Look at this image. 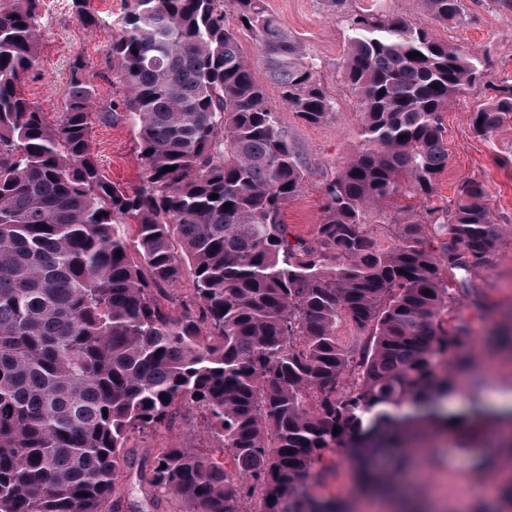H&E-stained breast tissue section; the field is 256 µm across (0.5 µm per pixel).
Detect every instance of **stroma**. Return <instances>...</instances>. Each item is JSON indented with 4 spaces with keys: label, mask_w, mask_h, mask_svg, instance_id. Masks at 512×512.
<instances>
[{
    "label": "stroma",
    "mask_w": 512,
    "mask_h": 512,
    "mask_svg": "<svg viewBox=\"0 0 512 512\" xmlns=\"http://www.w3.org/2000/svg\"><path fill=\"white\" fill-rule=\"evenodd\" d=\"M464 13L446 24L430 21L418 0H265L268 12L298 38L315 58L318 75L334 103L326 120L309 124L288 110L279 89L267 83L262 68L254 76L264 83L269 104L276 109L282 129L300 158L306 178L299 195L284 209V222L305 238H313L321 218L322 188L340 168L368 143L362 135L360 103L346 82L343 70L353 15L364 8L387 14H405L429 23L436 38L474 53L482 65L480 82L467 89L442 115L448 165L440 174L430 202L415 201L420 222L445 221L462 182L474 179L487 189L486 203L502 238L490 262L456 283L458 313L465 317L479 340L465 379L464 389L448 398L449 411H466L474 392L497 382L512 380V344L503 345L499 336L512 331V119L496 133L482 137L474 133L471 114L492 94L493 87L512 81V0H463ZM124 0H96L104 27L89 32L72 14L68 0H46L47 21L39 62L24 85L26 97L40 104L47 122L59 117L70 77V63L83 57L86 76L94 84L97 99L109 103L119 90L106 79V61L111 26L123 12ZM93 150L103 175L121 187L139 184L143 164L136 152V130L130 122L95 125ZM435 215H427V208ZM190 442L209 447L198 413H183L176 426L149 436H134L128 444V462L116 484L126 512H179L177 499H151L141 491L154 456L162 448ZM475 468L474 445L470 439L448 433L436 440L425 461L424 476L413 490L415 496L445 500L456 505ZM329 489H340L355 503V512H388L382 502L372 500L361 485L357 469L347 462L337 464L328 478Z\"/></svg>",
    "instance_id": "stroma-1"
}]
</instances>
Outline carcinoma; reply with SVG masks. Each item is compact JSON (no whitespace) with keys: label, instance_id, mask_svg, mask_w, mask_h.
Here are the masks:
<instances>
[{"label":"carcinoma","instance_id":"obj_1","mask_svg":"<svg viewBox=\"0 0 512 512\" xmlns=\"http://www.w3.org/2000/svg\"><path fill=\"white\" fill-rule=\"evenodd\" d=\"M419 2L440 23L462 12V0ZM71 5L84 28H102L92 0ZM44 11V0L0 5V512H122L124 448L183 410L203 414L215 445L164 448L146 479L180 512H351L326 487L331 454L372 483L379 458L407 468L388 450L409 427L485 422L477 406L432 408L461 389L474 344L450 316L452 285L501 240L484 185L462 183L438 254L412 219L386 248L365 224L399 196L435 194L442 112L479 77L475 56L403 15L354 16L345 75L370 147L324 185L307 240L282 220L303 167L237 30L300 119L320 123L334 106L264 0H126L109 51L121 92L99 105L77 56L53 124L23 93ZM511 115L503 84L473 131ZM118 119L137 130L135 188L107 181L93 152V125ZM186 265L192 294L176 310L163 287ZM341 322L366 334L360 353L336 336Z\"/></svg>","mask_w":512,"mask_h":512}]
</instances>
